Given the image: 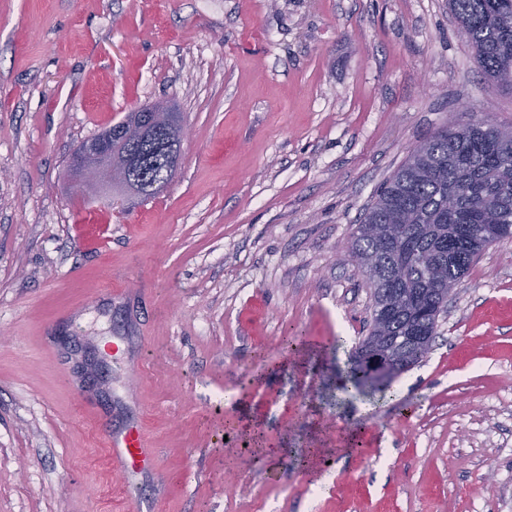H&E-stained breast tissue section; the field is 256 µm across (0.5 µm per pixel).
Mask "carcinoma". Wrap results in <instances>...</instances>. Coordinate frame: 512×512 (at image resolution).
<instances>
[{
  "instance_id": "1",
  "label": "carcinoma",
  "mask_w": 512,
  "mask_h": 512,
  "mask_svg": "<svg viewBox=\"0 0 512 512\" xmlns=\"http://www.w3.org/2000/svg\"><path fill=\"white\" fill-rule=\"evenodd\" d=\"M461 37L485 77L512 88V0H448ZM139 159L138 175L167 182L163 141H123ZM512 240V129L470 118L443 127L416 146L366 208L348 251L361 264L377 253L375 271L363 270L372 299L369 335L393 354L410 350L420 307L441 309L489 246ZM353 388L381 383L353 358Z\"/></svg>"
}]
</instances>
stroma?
I'll list each match as a JSON object with an SVG mask.
<instances>
[{"instance_id":"35a3bbf8","label":"stroma","mask_w":512,"mask_h":512,"mask_svg":"<svg viewBox=\"0 0 512 512\" xmlns=\"http://www.w3.org/2000/svg\"><path fill=\"white\" fill-rule=\"evenodd\" d=\"M155 102L188 130L169 186L123 215L70 190L77 145ZM473 115L512 127V89L448 0H0V512H512V241L394 396L337 385L356 224ZM137 423L157 465L127 477L106 440Z\"/></svg>"}]
</instances>
